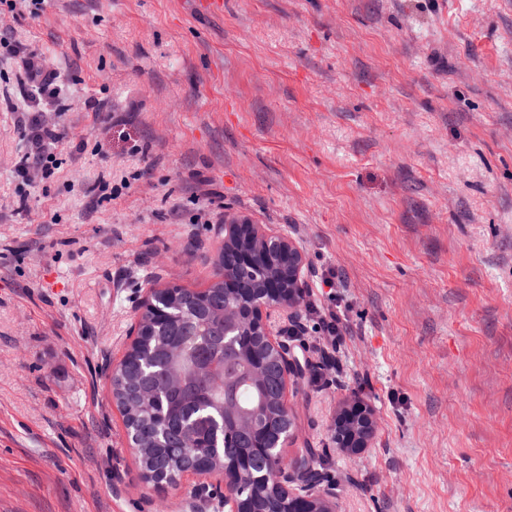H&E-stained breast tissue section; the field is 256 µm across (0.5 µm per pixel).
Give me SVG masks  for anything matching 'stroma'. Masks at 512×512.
Masks as SVG:
<instances>
[{
    "label": "stroma",
    "mask_w": 512,
    "mask_h": 512,
    "mask_svg": "<svg viewBox=\"0 0 512 512\" xmlns=\"http://www.w3.org/2000/svg\"><path fill=\"white\" fill-rule=\"evenodd\" d=\"M0 34L69 80L28 186L0 65V512H215L143 483L108 376L148 289L212 283L226 216L344 279L285 445L338 512H512V0H48ZM306 307L309 313L316 315L319 322L323 325L325 331L328 333V339L331 345L335 347L339 345L348 332L346 319L342 318L341 313L313 303H307ZM335 439L341 448H348L353 453H358L363 448H368L373 436V420L371 412L364 405L355 402L350 408H346L337 419ZM357 423L361 426L358 433L348 432L349 423Z\"/></svg>",
    "instance_id": "35a3bbf8"
}]
</instances>
